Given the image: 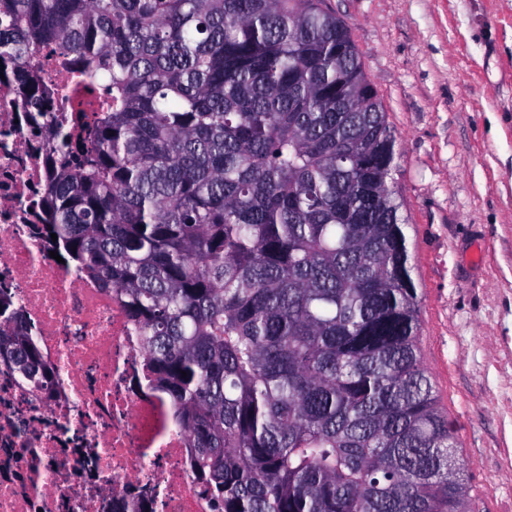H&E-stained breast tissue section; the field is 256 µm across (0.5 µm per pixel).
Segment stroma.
I'll return each mask as SVG.
<instances>
[{"mask_svg":"<svg viewBox=\"0 0 512 512\" xmlns=\"http://www.w3.org/2000/svg\"><path fill=\"white\" fill-rule=\"evenodd\" d=\"M398 141L419 347L474 512H512V0H324Z\"/></svg>","mask_w":512,"mask_h":512,"instance_id":"obj_1","label":"stroma"}]
</instances>
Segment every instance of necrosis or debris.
<instances>
[{
	"mask_svg": "<svg viewBox=\"0 0 512 512\" xmlns=\"http://www.w3.org/2000/svg\"><path fill=\"white\" fill-rule=\"evenodd\" d=\"M20 116L15 86L0 84V292L55 384L34 390L0 364V512H217L120 295L50 255L39 193L51 139Z\"/></svg>",
	"mask_w": 512,
	"mask_h": 512,
	"instance_id": "1",
	"label": "necrosis or debris"
}]
</instances>
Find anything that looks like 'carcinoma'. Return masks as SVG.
I'll return each mask as SVG.
<instances>
[{
  "label": "carcinoma",
  "mask_w": 512,
  "mask_h": 512,
  "mask_svg": "<svg viewBox=\"0 0 512 512\" xmlns=\"http://www.w3.org/2000/svg\"><path fill=\"white\" fill-rule=\"evenodd\" d=\"M50 42L65 121L28 67ZM1 75L53 126L49 232L121 292L218 512H470L418 348L395 130L322 0H0ZM2 360L54 384L0 296Z\"/></svg>",
  "instance_id": "obj_1"
}]
</instances>
